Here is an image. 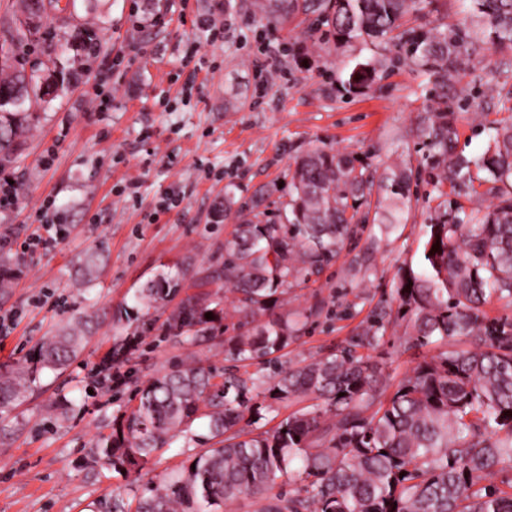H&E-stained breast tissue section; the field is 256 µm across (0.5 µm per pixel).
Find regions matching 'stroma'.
Returning <instances> with one entry per match:
<instances>
[{"mask_svg": "<svg viewBox=\"0 0 512 512\" xmlns=\"http://www.w3.org/2000/svg\"><path fill=\"white\" fill-rule=\"evenodd\" d=\"M172 0H74L70 23L97 36L94 47L68 51L66 91L31 106L38 116L0 181L23 184L14 209L0 212L18 266L0 294V371L24 364L56 329L100 314L101 324L64 372L43 371L10 415L15 430L0 439V512H90L97 499L123 493L129 505L172 469L208 448L206 420L158 449L137 473L88 463L116 411L136 405L158 372L196 356L216 374L238 369L224 353V324L202 326L207 341L191 344L174 330L173 313L189 284L224 266V240L235 217L216 218L225 191L238 204L264 192L278 209L288 199L289 169L316 147L338 150L369 169L397 155L419 163L415 130L426 112L451 114L463 155L482 154L492 127L512 123V53L475 40L448 66V84L412 65L388 70L371 89L349 94L352 68L375 54L370 44L336 45L316 15L297 14L273 28L250 0H188L180 16ZM469 0H433L404 26L450 31L470 24ZM223 23V41H208L196 24ZM107 79L111 100L98 110L93 88ZM139 183L135 205L119 191ZM177 208L161 207L164 192ZM419 184L402 224L390 234L366 222L320 274L281 295L278 312H306L304 335L283 360L308 361L346 345L380 309L394 305L399 268L417 265L422 226L432 206ZM57 218L54 248L30 252L24 241L43 205ZM102 252L96 281L75 272L90 251ZM179 288L165 306L114 320L133 306L139 288L159 274ZM136 341L102 383L100 366L115 343Z\"/></svg>", "mask_w": 512, "mask_h": 512, "instance_id": "35a3bbf8", "label": "stroma"}]
</instances>
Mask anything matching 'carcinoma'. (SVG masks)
<instances>
[{"mask_svg":"<svg viewBox=\"0 0 512 512\" xmlns=\"http://www.w3.org/2000/svg\"><path fill=\"white\" fill-rule=\"evenodd\" d=\"M421 0H252L267 24H288L299 12L317 15L339 44H392L404 51L374 56L354 66L346 82L353 94L369 90L397 62L413 64L448 81V62L468 50L467 27L451 32L399 31ZM471 11L490 44L512 51V0H472ZM39 28L18 26L11 46L23 49ZM32 120L25 104L0 112V166L12 161L18 138ZM416 133L427 148V177L438 211L424 225L420 267L396 282L395 313L361 327L356 343L304 364H280L272 374L227 372L213 382L201 361L159 373L137 404L117 412L112 431L95 444L94 462L138 471L157 449L200 418L208 419L221 446L195 456V468L166 478L139 497L137 512H218L241 497L254 512H512V492L494 484L512 463V320L491 318L492 299L512 302V124L493 128L485 153L469 159L453 152L457 138L446 112H426ZM421 172L402 160L382 171L357 167L332 149L297 156L288 201L271 217L254 196L248 217L224 241V280L232 309L211 308L201 296L183 300L173 315L189 343L205 314L226 319L224 352L236 362L278 353L299 339L305 323L277 315L278 291L320 273L366 220L361 199L377 189L375 216L389 232L417 194ZM487 186V210L448 212L444 186ZM102 266L96 252L80 267L92 282ZM173 292L164 274L139 289L143 307H160ZM99 324L89 315L50 337L18 371L0 375V413L9 414L45 369L65 370ZM404 328L402 352L430 347L398 382L379 363L357 353L375 347L387 326ZM306 403L275 427L262 420L268 401ZM297 463L302 487L274 491L276 479ZM92 512H127L112 494Z\"/></svg>","mask_w":512,"mask_h":512,"instance_id":"1","label":"carcinoma"}]
</instances>
